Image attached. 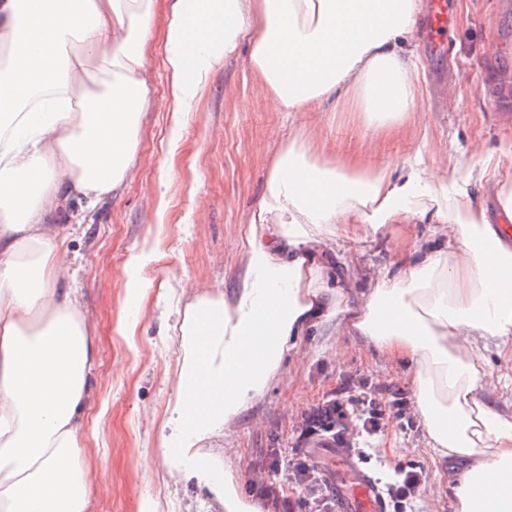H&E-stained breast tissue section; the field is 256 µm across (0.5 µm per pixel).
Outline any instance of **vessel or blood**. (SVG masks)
Segmentation results:
<instances>
[{
	"mask_svg": "<svg viewBox=\"0 0 512 512\" xmlns=\"http://www.w3.org/2000/svg\"><path fill=\"white\" fill-rule=\"evenodd\" d=\"M451 23L450 0H430L428 14V40L434 52H442L443 35ZM336 469L344 481L336 491V512H387V497L377 475L362 467L352 451H336Z\"/></svg>",
	"mask_w": 512,
	"mask_h": 512,
	"instance_id": "b4317fda",
	"label": "vessel or blood"
}]
</instances>
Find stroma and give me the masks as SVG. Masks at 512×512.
<instances>
[{
    "label": "stroma",
    "instance_id": "obj_1",
    "mask_svg": "<svg viewBox=\"0 0 512 512\" xmlns=\"http://www.w3.org/2000/svg\"><path fill=\"white\" fill-rule=\"evenodd\" d=\"M169 11V0H155L150 93L123 187L92 209L72 198L73 219L60 227L95 349L83 425L88 512H225L205 475L174 479L162 458L161 426L183 359L175 322L194 301L184 283L232 299L246 271L249 215L289 142L304 140L324 160L352 156L369 140L373 148L362 163L376 170L402 164L417 148L431 162L467 164L475 148L489 153L512 137V0H454L443 57L429 56L422 31H415L411 46L423 113L391 131L368 128L361 113L337 111L332 100L309 112L281 111L249 66L246 39L209 75L181 130L173 131L164 69ZM397 246L390 232L373 241L340 242L321 258L329 285L358 302L365 272L390 262ZM355 249L363 270L357 277L345 268ZM131 280L146 287L144 298L128 294ZM410 379L407 365L365 337L325 323L300 338L264 394L237 423L204 441L202 451L221 456L253 512H266L250 468L290 448L326 398L367 392L384 406L385 426L360 441L366 467L378 474L397 466L424 469L429 482L415 512H456L451 464L433 457L411 402ZM395 396L406 400L404 411L391 406ZM393 445L403 448L402 456L389 454ZM141 456L151 459L149 469L136 467Z\"/></svg>",
    "mask_w": 512,
    "mask_h": 512
}]
</instances>
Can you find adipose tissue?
Masks as SVG:
<instances>
[{
  "instance_id": "obj_1",
  "label": "adipose tissue",
  "mask_w": 512,
  "mask_h": 512,
  "mask_svg": "<svg viewBox=\"0 0 512 512\" xmlns=\"http://www.w3.org/2000/svg\"><path fill=\"white\" fill-rule=\"evenodd\" d=\"M422 0H171L165 66L180 128L188 66L204 73L250 37V66L286 112L324 99L394 128L419 111L409 52ZM154 0H0V512H84L81 438L94 349L56 224L72 196L116 193L149 93ZM107 79L92 83L91 64ZM512 159V139L471 163L420 151L369 172L321 163L295 140L250 218L233 300L200 291L181 322L185 357L161 428L171 475L237 422L284 355L335 308L340 331L413 368L411 390L437 458L465 467L459 512H512V413L481 383L483 350L512 386V240L468 186ZM432 224L437 246L408 227ZM396 227L395 259L358 303L328 298L316 257L338 239Z\"/></svg>"
}]
</instances>
